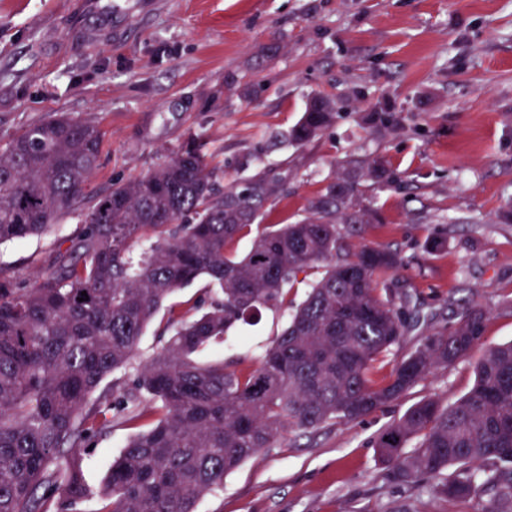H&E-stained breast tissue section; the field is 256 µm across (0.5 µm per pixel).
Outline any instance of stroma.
Returning a JSON list of instances; mask_svg holds the SVG:
<instances>
[{
  "label": "stroma",
  "mask_w": 512,
  "mask_h": 512,
  "mask_svg": "<svg viewBox=\"0 0 512 512\" xmlns=\"http://www.w3.org/2000/svg\"><path fill=\"white\" fill-rule=\"evenodd\" d=\"M78 0H0V138L55 112L98 123L101 161L85 194L145 175L196 140L220 188L254 174L274 178L261 227L293 224L309 199L355 161L379 215L364 243L399 251L389 276L406 330L382 381L428 334L471 302L486 312L484 346L512 341V0H160L129 5L121 32L86 42L74 30ZM276 46L256 64L259 49ZM336 103V121L298 145L287 134L309 97ZM378 106L387 125L370 122ZM385 161L396 182L368 171ZM83 223L65 217L42 236L0 247V268L25 285L71 246ZM439 240L428 251L429 240ZM210 303L206 280L177 291L146 327L137 358L172 334L170 317ZM288 320L262 309L203 360L258 358ZM472 362L438 370L401 401L350 425L284 432L225 476L197 512H458V504L401 487L373 438L422 397L455 400L473 385ZM133 430L117 417L84 449L89 496Z\"/></svg>",
  "instance_id": "35a3bbf8"
}]
</instances>
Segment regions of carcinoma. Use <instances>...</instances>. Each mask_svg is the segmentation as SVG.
<instances>
[{
    "label": "carcinoma",
    "instance_id": "1",
    "mask_svg": "<svg viewBox=\"0 0 512 512\" xmlns=\"http://www.w3.org/2000/svg\"><path fill=\"white\" fill-rule=\"evenodd\" d=\"M335 121L336 103L313 97L289 139L304 144ZM102 139L95 122L60 112L0 142V244L75 213L84 223L32 287L0 272V512H65L85 497L81 449L116 415L154 423L112 459L98 512H196L277 434L357 423L470 359L465 394L422 398L372 444L396 484L512 512V343L480 350L482 308L463 306L385 380L372 379L404 334L392 290L378 288L404 258L367 244L350 250L349 236L376 216L357 174L328 183L309 217L267 228L239 256L227 246L278 191L266 176L223 193L191 141L85 209ZM200 278L213 293L208 308L177 320L131 389L103 388L132 365L164 301ZM301 285L305 299L255 369L199 361L260 309L288 306Z\"/></svg>",
    "mask_w": 512,
    "mask_h": 512
}]
</instances>
